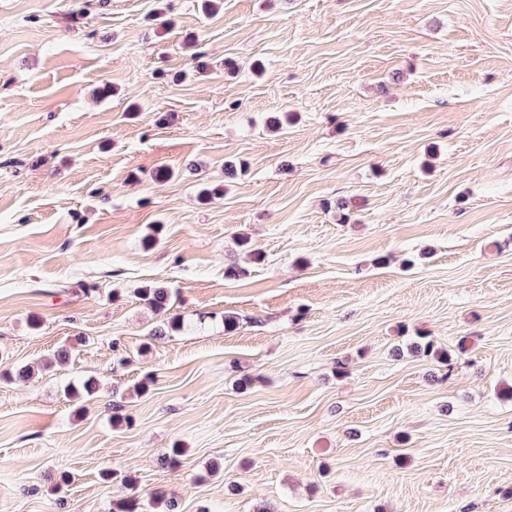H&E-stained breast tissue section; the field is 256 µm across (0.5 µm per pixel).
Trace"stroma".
<instances>
[{"mask_svg": "<svg viewBox=\"0 0 512 512\" xmlns=\"http://www.w3.org/2000/svg\"><path fill=\"white\" fill-rule=\"evenodd\" d=\"M507 385L512 0H0V512H512ZM139 298L154 309L155 312L164 313L168 310L171 300L169 288L160 285L146 286L137 290Z\"/></svg>", "mask_w": 512, "mask_h": 512, "instance_id": "35a3bbf8", "label": "stroma"}]
</instances>
